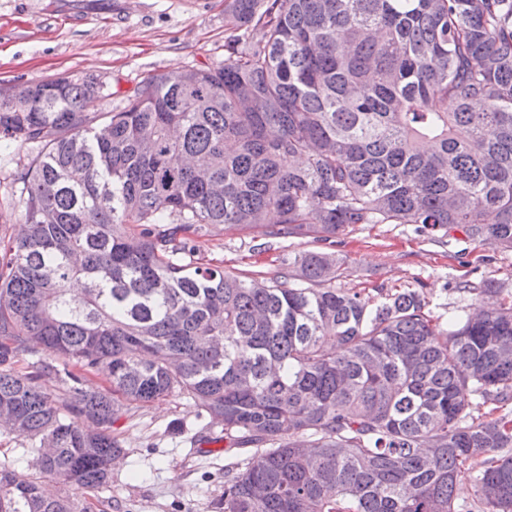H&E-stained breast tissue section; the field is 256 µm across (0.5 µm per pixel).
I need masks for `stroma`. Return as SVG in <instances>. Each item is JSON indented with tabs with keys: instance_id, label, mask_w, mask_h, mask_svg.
<instances>
[{
	"instance_id": "1",
	"label": "stroma",
	"mask_w": 512,
	"mask_h": 512,
	"mask_svg": "<svg viewBox=\"0 0 512 512\" xmlns=\"http://www.w3.org/2000/svg\"><path fill=\"white\" fill-rule=\"evenodd\" d=\"M229 22L224 0H0V84L92 77L100 88L95 108L107 112L149 76L222 62ZM35 154L21 142L0 154V236L18 233L14 176ZM197 249L225 272L265 278L287 257L332 253L342 261L337 287L376 304L416 290L443 320L479 299L464 284L494 282L512 291V249L458 229L358 224L322 241L220 227L199 238ZM112 435L123 453L109 486L76 490L45 478V493L72 496L86 512H216L225 467L240 460L255 466L263 454L254 447L227 452L223 426L183 395L128 405Z\"/></svg>"
}]
</instances>
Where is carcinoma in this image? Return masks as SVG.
Masks as SVG:
<instances>
[{
    "instance_id": "obj_1",
    "label": "carcinoma",
    "mask_w": 512,
    "mask_h": 512,
    "mask_svg": "<svg viewBox=\"0 0 512 512\" xmlns=\"http://www.w3.org/2000/svg\"><path fill=\"white\" fill-rule=\"evenodd\" d=\"M225 13L224 62L150 76L110 112H87L90 80L38 82L22 107L0 86V148L38 149L17 175L25 231L0 244L7 429L50 444L40 473L94 489L123 408L184 395L227 451L266 445L220 512H512V293L485 283L499 308L441 322L414 290L373 304L336 287L330 253L270 280L194 259L219 224L322 239L419 224L511 249L512 0ZM71 366L106 368L109 387ZM46 370L74 382L63 397L37 386ZM0 512L85 510L0 463Z\"/></svg>"
}]
</instances>
